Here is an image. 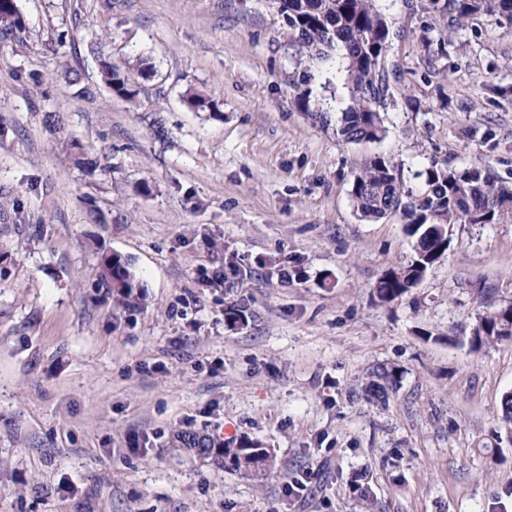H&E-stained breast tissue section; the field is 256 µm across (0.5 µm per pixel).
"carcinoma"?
<instances>
[{"label":"carcinoma","mask_w":512,"mask_h":512,"mask_svg":"<svg viewBox=\"0 0 512 512\" xmlns=\"http://www.w3.org/2000/svg\"><path fill=\"white\" fill-rule=\"evenodd\" d=\"M298 51L312 60H335L349 92V104L341 111L339 134L347 142H371L382 138V114L393 104L382 64L391 42V28L376 0H275ZM432 7L448 14L452 26L462 28L476 15L512 22V0H430ZM0 14L13 19L16 28L24 20L15 0H0ZM105 84L118 96L132 92L125 79L108 62L101 64ZM424 189L413 193L402 180L399 166L379 155L371 158L353 180L354 207L364 219L399 217L405 232L415 241L414 257L393 276L386 271L375 283L377 301L387 304L407 293L423 273L439 262L448 250V225L494 224L512 213V185L491 170L478 167L441 166L436 162L415 173ZM102 284L112 290L119 306L138 307L145 301L142 286L130 263L118 262L113 274L100 271ZM512 306H488L481 312L483 331L468 337L471 349L505 340L500 328L510 322ZM401 374L395 367L379 365L369 374L362 391L372 398L386 399L397 389ZM172 444L187 448L198 457L246 477H268L275 460L258 442H230L191 431H177ZM352 492L364 512L377 508L368 476L356 475Z\"/></svg>","instance_id":"obj_1"}]
</instances>
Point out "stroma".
<instances>
[{
    "instance_id": "1",
    "label": "stroma",
    "mask_w": 512,
    "mask_h": 512,
    "mask_svg": "<svg viewBox=\"0 0 512 512\" xmlns=\"http://www.w3.org/2000/svg\"><path fill=\"white\" fill-rule=\"evenodd\" d=\"M16 3L23 28L0 27V512H358L361 469L379 512H512V341L468 343L486 304L512 303V218L449 225L446 256L381 305L377 279L414 241L351 200L376 155L416 191L434 161L512 183V95L491 91L512 86V22L452 33L429 0H380L401 97L382 140L349 143L342 76L300 56L275 0ZM113 252L144 306L101 284ZM379 364L402 374L382 402L362 392ZM178 429L260 442L276 468H218L174 447ZM307 470L293 503L282 483Z\"/></svg>"
}]
</instances>
